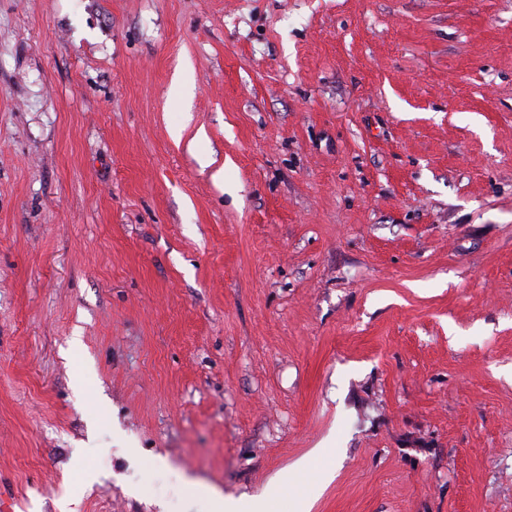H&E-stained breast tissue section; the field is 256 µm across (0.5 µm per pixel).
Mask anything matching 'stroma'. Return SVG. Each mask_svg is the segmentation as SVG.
I'll list each match as a JSON object with an SVG mask.
<instances>
[{
	"mask_svg": "<svg viewBox=\"0 0 512 512\" xmlns=\"http://www.w3.org/2000/svg\"><path fill=\"white\" fill-rule=\"evenodd\" d=\"M512 512V0H0V512Z\"/></svg>",
	"mask_w": 512,
	"mask_h": 512,
	"instance_id": "35a3bbf8",
	"label": "stroma"
}]
</instances>
